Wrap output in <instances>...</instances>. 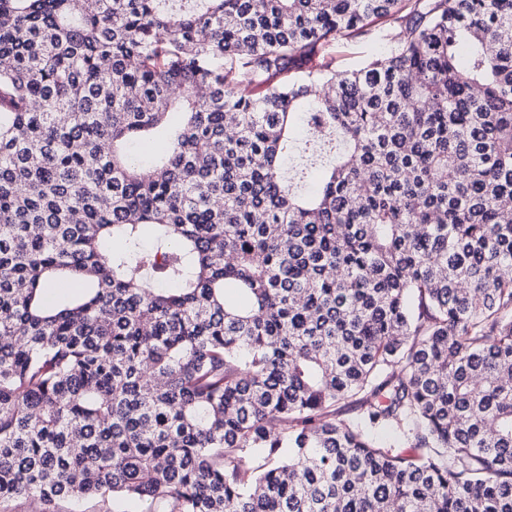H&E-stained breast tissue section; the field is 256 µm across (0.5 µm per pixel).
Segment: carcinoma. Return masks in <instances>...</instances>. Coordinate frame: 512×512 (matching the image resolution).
<instances>
[{
    "label": "carcinoma",
    "mask_w": 512,
    "mask_h": 512,
    "mask_svg": "<svg viewBox=\"0 0 512 512\" xmlns=\"http://www.w3.org/2000/svg\"><path fill=\"white\" fill-rule=\"evenodd\" d=\"M510 205L512 0H0V506L512 512ZM379 51L380 47L370 41L340 42L336 46V69L342 71L357 67Z\"/></svg>",
    "instance_id": "obj_1"
}]
</instances>
